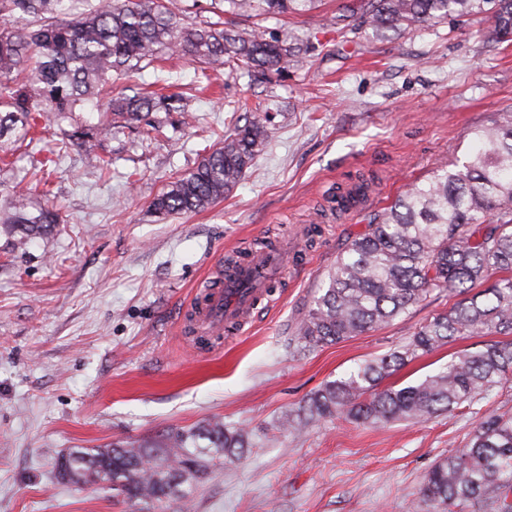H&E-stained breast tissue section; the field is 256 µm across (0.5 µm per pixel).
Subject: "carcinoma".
Listing matches in <instances>:
<instances>
[{
    "label": "carcinoma",
    "instance_id": "carcinoma-1",
    "mask_svg": "<svg viewBox=\"0 0 512 512\" xmlns=\"http://www.w3.org/2000/svg\"><path fill=\"white\" fill-rule=\"evenodd\" d=\"M314 2L224 0V13L275 18ZM485 3L494 4L490 36L512 37V0H357L324 25L339 26L358 15L384 35L433 25L453 13L480 14ZM298 51L291 32L268 36L220 20L189 23L167 0H98L72 18L62 15V0H0V146L31 148L32 130L40 126L57 128L67 146L83 138H107L117 123L135 127L150 140L162 130L152 119L155 112H180L183 120H192L182 97L142 90L110 98L98 122L84 120L83 110L113 76L133 73L162 52L202 64L206 79L211 70L243 64L251 81L261 82ZM266 140L263 123L245 118L223 146L155 197L151 210L165 218L208 207L239 181ZM0 223L13 230L21 249L47 227L62 223V217L14 190ZM493 275L491 285L475 291ZM435 291L457 301L403 345L325 384L280 425L302 430L332 417L375 427L424 421L471 405L512 381V342L495 341L458 352L422 381L381 387L409 361L451 340L512 334L511 112L502 125L474 130L467 160L412 182L379 222L349 242L295 339L303 351L338 343L383 327ZM248 448L244 429L213 419L171 431L155 445L71 448L57 459L56 478L114 491L134 512H171L193 501L197 478ZM421 492L442 512L452 506L512 512V417L491 413L481 418L467 445L430 469Z\"/></svg>",
    "mask_w": 512,
    "mask_h": 512
}]
</instances>
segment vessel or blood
<instances>
[{
	"instance_id": "1",
	"label": "vessel or blood",
	"mask_w": 512,
	"mask_h": 512,
	"mask_svg": "<svg viewBox=\"0 0 512 512\" xmlns=\"http://www.w3.org/2000/svg\"><path fill=\"white\" fill-rule=\"evenodd\" d=\"M282 273L281 251L261 252L232 276L221 278L205 295L194 315L195 333L219 336L229 326L243 327L252 318L254 305L268 285Z\"/></svg>"
}]
</instances>
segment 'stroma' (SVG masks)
Here are the masks:
<instances>
[{"label": "stroma", "instance_id": "stroma-1", "mask_svg": "<svg viewBox=\"0 0 512 512\" xmlns=\"http://www.w3.org/2000/svg\"><path fill=\"white\" fill-rule=\"evenodd\" d=\"M342 2L277 18L225 15L312 42L267 82L222 69L199 92L197 62L166 54L113 79L116 93L189 96L194 119L160 113L165 127L152 140L115 130L104 143L107 171L75 143L39 182L26 150H15L0 205L13 187L42 201L48 185L63 222L24 250L0 229V512H132L122 498L56 483L59 454L157 443L213 417L248 431L253 446L201 480L189 512H435L421 495L429 468L464 447L483 415H512L506 382L424 422L280 425L326 382L403 344L451 305L436 292L379 330L304 354L290 346L345 245L405 184L464 161L474 129L512 110V42L489 40L484 18L384 35L361 24L323 31ZM242 105L268 131L253 164L207 208L158 220L151 201L223 144ZM267 244L291 248L280 283L244 328L200 348L183 325L187 300L211 288L227 260ZM485 342L444 344L393 380L419 382Z\"/></svg>", "mask_w": 512, "mask_h": 512}]
</instances>
